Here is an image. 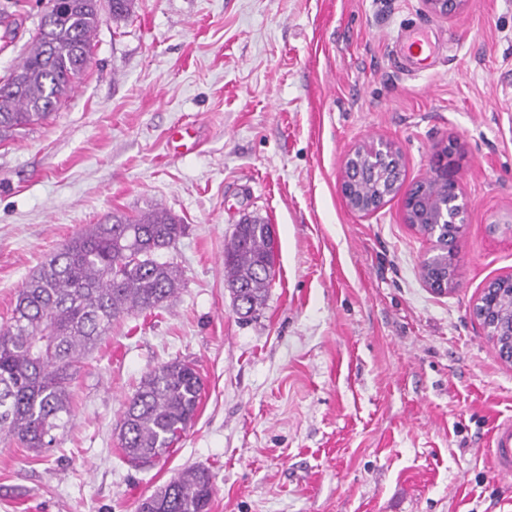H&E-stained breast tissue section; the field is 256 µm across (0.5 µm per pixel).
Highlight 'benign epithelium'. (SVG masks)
Listing matches in <instances>:
<instances>
[{"instance_id":"obj_1","label":"benign epithelium","mask_w":512,"mask_h":512,"mask_svg":"<svg viewBox=\"0 0 512 512\" xmlns=\"http://www.w3.org/2000/svg\"><path fill=\"white\" fill-rule=\"evenodd\" d=\"M434 15L461 11L467 0H424ZM371 179L383 192L367 196L361 184ZM341 193L348 208L368 215L381 209L387 198L403 194L404 219L419 234L437 240L442 253L423 266L427 288L446 296L457 282V244L466 228L465 206L457 170L448 159L435 163L430 174L404 188L403 155L390 141L364 142L348 153L342 171ZM512 295V274L487 281L470 306V317L494 344L501 362L512 365V307L502 306L503 293Z\"/></svg>"}]
</instances>
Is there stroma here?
I'll use <instances>...</instances> for the list:
<instances>
[{"label": "stroma", "mask_w": 512, "mask_h": 512, "mask_svg": "<svg viewBox=\"0 0 512 512\" xmlns=\"http://www.w3.org/2000/svg\"><path fill=\"white\" fill-rule=\"evenodd\" d=\"M46 0H0V79L26 56ZM425 32L427 67L398 43ZM177 125L195 149L169 142ZM403 151L405 183L456 144L468 225L459 278L424 285L433 240L403 198L367 216L339 189L349 151ZM156 207L185 231L183 286L88 354L74 417L36 453L0 433V512H137L177 472L207 468L210 512H512L489 443L512 417V368L469 316L512 273V0L443 18L423 0H134L103 13L87 71L46 122L0 141V325L75 233ZM275 229L264 308L238 319L224 281L236 224ZM203 381L197 417L147 467L117 423L173 358Z\"/></svg>", "instance_id": "obj_1"}]
</instances>
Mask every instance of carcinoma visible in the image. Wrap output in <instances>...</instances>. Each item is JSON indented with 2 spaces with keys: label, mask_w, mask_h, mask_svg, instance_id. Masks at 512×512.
Segmentation results:
<instances>
[{
  "label": "carcinoma",
  "mask_w": 512,
  "mask_h": 512,
  "mask_svg": "<svg viewBox=\"0 0 512 512\" xmlns=\"http://www.w3.org/2000/svg\"><path fill=\"white\" fill-rule=\"evenodd\" d=\"M102 21L99 0H62L46 10L30 49L0 81V137L38 124L69 98L89 61ZM183 224L164 208L112 214L74 234L18 291L0 328V430L32 451L51 448L73 411L82 359L134 312L159 309L182 284L164 258ZM275 277L274 235L258 220L236 226L224 246V280L245 319L266 303ZM203 381L178 358L147 373L126 402L118 438L128 462L166 455L194 420ZM214 484L188 469L142 500L138 512H209Z\"/></svg>",
  "instance_id": "1"
}]
</instances>
